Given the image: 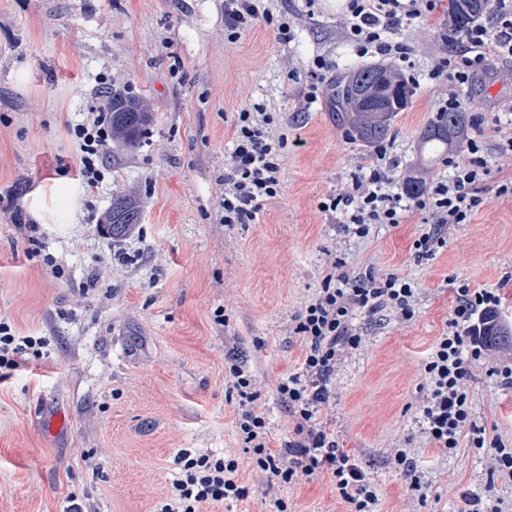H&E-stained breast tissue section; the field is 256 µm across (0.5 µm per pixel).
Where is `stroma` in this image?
Segmentation results:
<instances>
[{"label": "stroma", "instance_id": "35a3bbf8", "mask_svg": "<svg viewBox=\"0 0 512 512\" xmlns=\"http://www.w3.org/2000/svg\"><path fill=\"white\" fill-rule=\"evenodd\" d=\"M268 3L297 17L290 44L261 25L227 42L224 0H0V319L44 339L41 359L0 380V512H158L183 448L237 459L249 493L222 512H267L226 367L235 358L254 375L279 449L293 424L276 387L303 350L295 320L336 258L417 288L411 319L389 309L357 318L361 342L344 353L321 410L358 455L380 512H457L465 493L512 512V480L489 479L484 450L443 453L418 424L423 363L455 289H499L512 325V196L497 193L512 175V112L498 109L512 100V60L494 59L464 90L482 104L465 135L488 162L485 202L422 258L413 242L433 224L429 211L360 238L319 209L373 153L338 120L334 96L362 59L329 0ZM404 38L421 79L389 136L399 193L407 179L428 186L453 174L420 149L448 92L427 73L448 47L426 28ZM317 55L330 70L318 102L300 112L294 94ZM111 88L142 98L153 121L136 147L107 142L104 179L90 191L68 127L104 109ZM253 103L271 113L272 135L288 137L283 191L254 223L227 226L230 121ZM120 192L138 194L143 215L112 238L100 219ZM505 365L512 346L488 349L467 388L477 426L512 447ZM399 449L417 461L422 491L388 464ZM280 495L288 512H347L324 478Z\"/></svg>", "mask_w": 512, "mask_h": 512}]
</instances>
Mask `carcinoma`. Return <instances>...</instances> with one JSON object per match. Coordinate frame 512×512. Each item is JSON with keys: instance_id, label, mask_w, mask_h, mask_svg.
Masks as SVG:
<instances>
[{"instance_id": "obj_1", "label": "carcinoma", "mask_w": 512, "mask_h": 512, "mask_svg": "<svg viewBox=\"0 0 512 512\" xmlns=\"http://www.w3.org/2000/svg\"><path fill=\"white\" fill-rule=\"evenodd\" d=\"M485 8L486 0H451V27L455 30L465 29ZM379 71L388 77L387 96L382 101L375 99L372 94L371 77ZM412 95L408 83L379 64L358 67L352 71L345 85H336V100L347 109V122L356 136L366 143L380 142L388 136L396 115L407 107ZM112 99H121L126 105L121 111L118 104H112V140H120L123 145L133 147L149 126L152 113L133 95L114 91ZM470 122L471 118L466 112H440L425 127L420 141L425 147L431 145L446 152L449 146L460 143ZM141 218L138 200L125 194L112 196L113 234H121L122 227L138 224ZM486 323L483 336L488 343L496 345L506 341L512 344V328L503 325L499 317L490 315L486 317Z\"/></svg>"}]
</instances>
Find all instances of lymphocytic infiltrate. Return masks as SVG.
<instances>
[{
    "label": "lymphocytic infiltrate",
    "instance_id": "lymphocytic-infiltrate-1",
    "mask_svg": "<svg viewBox=\"0 0 512 512\" xmlns=\"http://www.w3.org/2000/svg\"><path fill=\"white\" fill-rule=\"evenodd\" d=\"M441 0H347L343 36L357 55L381 56L397 61L405 78H412L413 48L399 34L430 25ZM270 28L279 44L295 38V23L287 14L273 15L262 0H224V33L229 42L256 24ZM437 34L448 42L447 54L428 73L430 80L446 85L448 96L442 111H471L475 104L461 97V86L472 82L489 57L512 56V0H487L486 19L463 31L440 25ZM271 118L262 105L246 106L231 120L232 151L224 176L220 221L224 224L253 222L265 202L281 190V169L286 139L273 138L267 127ZM71 132L81 152L80 176L93 189L101 181L97 163L109 137L103 118L76 124ZM391 146L380 143L373 157L360 167L350 184L321 201L322 211L344 215L354 235L364 238L374 224H400L408 208L431 211L433 227L413 243L417 256L431 253L442 243V229L448 224L466 223L483 201L486 161L476 141H468V163L456 165L452 182L435 183L426 197L406 205L391 189L390 176L398 166L390 155ZM416 295L409 280L393 274L354 275L331 263L318 293L308 302L296 325L305 345L296 372L288 374L277 393L293 418V434L280 450L270 446L271 431L256 409L242 413L239 428L251 448L255 464L266 477L267 487L294 485L300 480L328 478L348 505L350 512H376L378 495L361 462L343 448L335 433L321 421L319 412L330 399V384L346 349L359 345L353 321L357 314H373L388 308L400 318L414 314ZM502 297L495 288L455 291L449 329L439 336L424 364L427 397L421 408V429L432 447L453 452L462 443L487 449L490 474L512 478V448L499 437H486L472 419L466 383L470 366L483 357L486 348L479 321L495 312ZM41 339L23 336L10 322L0 320V370H19L38 356ZM182 475L173 485L159 512H211L213 506L229 499L244 498L249 489L239 482V464L234 458L211 453H178Z\"/></svg>",
    "mask_w": 512,
    "mask_h": 512
}]
</instances>
